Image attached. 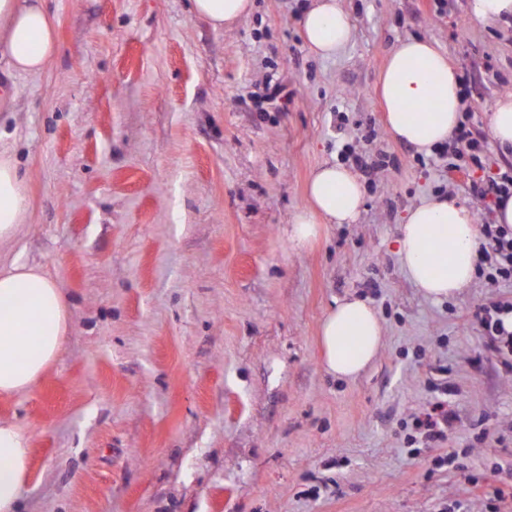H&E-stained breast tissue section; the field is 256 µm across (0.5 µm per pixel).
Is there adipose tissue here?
Instances as JSON below:
<instances>
[{"instance_id":"adipose-tissue-1","label":"adipose tissue","mask_w":512,"mask_h":512,"mask_svg":"<svg viewBox=\"0 0 512 512\" xmlns=\"http://www.w3.org/2000/svg\"><path fill=\"white\" fill-rule=\"evenodd\" d=\"M252 0H190L192 15L213 30L248 15ZM302 36L317 55L341 54L353 24L337 0H315L300 21ZM57 51L45 0H0V56L10 69L36 75ZM378 91L392 137L430 155L460 123L462 87L447 55L430 40L409 38L390 53ZM309 204L298 210L290 239L305 244L320 223L352 224L364 192L357 174L326 163L313 173ZM30 210L25 180L13 156L0 150V241L11 239ZM479 233L473 212L457 200L435 195L409 209L398 230L403 267L422 294L433 300L455 295L472 279ZM69 330V311L58 285L41 269L20 261L0 267V396L21 394L36 384L57 358ZM327 373L357 377L382 346V324L363 299L337 302L320 327ZM31 438L24 429L0 421V512H19L27 482Z\"/></svg>"}]
</instances>
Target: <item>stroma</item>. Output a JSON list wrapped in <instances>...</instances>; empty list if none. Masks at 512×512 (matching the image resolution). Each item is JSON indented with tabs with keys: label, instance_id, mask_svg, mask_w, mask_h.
I'll return each mask as SVG.
<instances>
[{
	"label": "stroma",
	"instance_id": "35a3bbf8",
	"mask_svg": "<svg viewBox=\"0 0 512 512\" xmlns=\"http://www.w3.org/2000/svg\"><path fill=\"white\" fill-rule=\"evenodd\" d=\"M311 0H253L216 31L187 0H48L58 50L37 75L0 63V147L32 210L0 261L40 268L70 330L0 420L31 437L20 512H512V367L486 349L478 306L512 301L484 276L436 301L398 253L408 208L443 194L476 220L483 173L394 140L376 91L400 41L425 37L460 72L491 168L512 165L486 109L512 93V24L477 26L467 0H339L342 54L315 56ZM286 106L259 111L268 83ZM370 152L353 224L288 236L320 164ZM370 303L377 358L327 374L320 323ZM455 391L441 444L418 438L431 387Z\"/></svg>",
	"mask_w": 512,
	"mask_h": 512
}]
</instances>
